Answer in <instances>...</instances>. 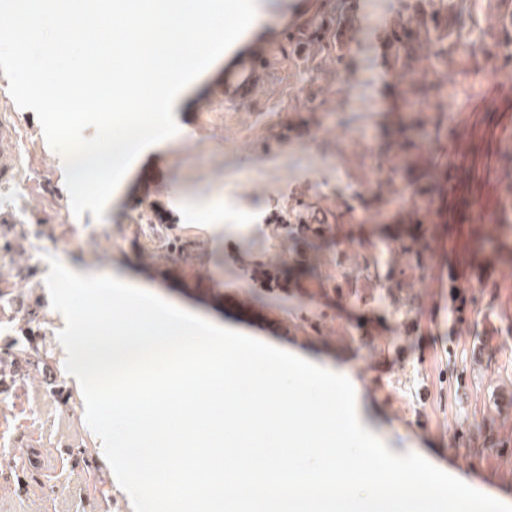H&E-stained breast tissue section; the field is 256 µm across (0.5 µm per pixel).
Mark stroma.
<instances>
[{
  "label": "stroma",
  "mask_w": 512,
  "mask_h": 512,
  "mask_svg": "<svg viewBox=\"0 0 512 512\" xmlns=\"http://www.w3.org/2000/svg\"><path fill=\"white\" fill-rule=\"evenodd\" d=\"M262 13L245 36L185 89L178 133L135 162L103 218L75 217L65 193L64 155L47 142L33 110L12 99L0 73V152L20 155L0 181V217L24 226L0 245L11 274L0 313V348L34 329L38 369L16 355L20 377L0 381V512H133L98 452L76 378L65 368L63 316L49 299L50 266L30 229L60 239L55 255L161 296L203 318L288 352L348 368L374 410L387 447L416 450L477 490L512 504V257L495 245L492 214L512 188V98L501 77H483L456 99L458 71L446 64L395 62L396 21L446 14L480 46L499 37L512 0H257ZM340 18L345 48L309 46L304 32ZM268 52L275 66L252 97L228 102L235 63ZM422 127L394 135L397 115ZM51 175L50 202L20 191L22 178ZM329 213L318 276L279 288L266 261L305 253L275 218L298 203ZM156 210L164 223H138ZM98 233L72 237L75 224ZM415 241L417 251L399 244ZM29 268L27 278L14 276ZM32 467L14 469L16 449Z\"/></svg>",
  "instance_id": "obj_1"
}]
</instances>
